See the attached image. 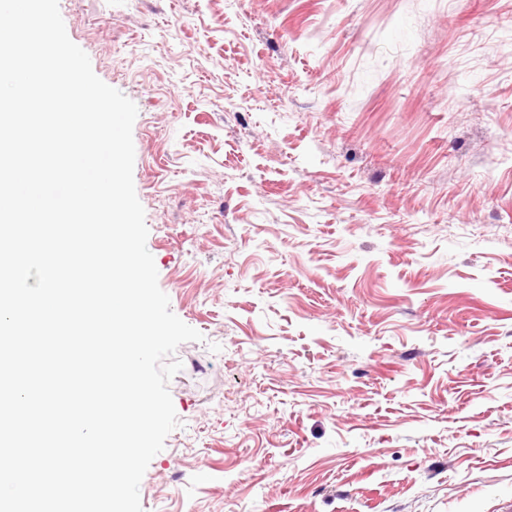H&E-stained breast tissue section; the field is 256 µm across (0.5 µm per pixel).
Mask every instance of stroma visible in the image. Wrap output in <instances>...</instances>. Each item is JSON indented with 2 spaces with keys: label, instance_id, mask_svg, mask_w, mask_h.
<instances>
[{
  "label": "stroma",
  "instance_id": "obj_1",
  "mask_svg": "<svg viewBox=\"0 0 512 512\" xmlns=\"http://www.w3.org/2000/svg\"><path fill=\"white\" fill-rule=\"evenodd\" d=\"M59 9L203 336L143 512H512V0Z\"/></svg>",
  "mask_w": 512,
  "mask_h": 512
}]
</instances>
